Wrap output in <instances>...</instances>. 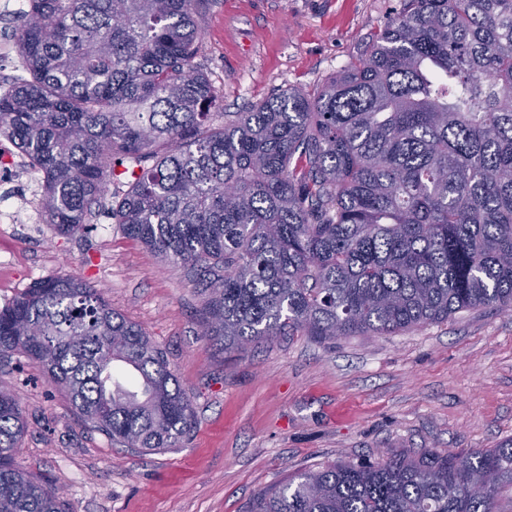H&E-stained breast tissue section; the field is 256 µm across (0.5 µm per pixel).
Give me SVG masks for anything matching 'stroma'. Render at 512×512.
Here are the masks:
<instances>
[{"instance_id":"obj_1","label":"stroma","mask_w":512,"mask_h":512,"mask_svg":"<svg viewBox=\"0 0 512 512\" xmlns=\"http://www.w3.org/2000/svg\"><path fill=\"white\" fill-rule=\"evenodd\" d=\"M399 0H212L197 65L225 111L289 88L315 92L364 55ZM239 19L238 52L224 28ZM103 201L85 230L46 223L0 234L12 262L0 307L35 282L71 275L100 288L142 326L189 396L195 424L180 447L153 455L113 444L24 354L0 361L26 419L17 462L59 490L66 512H247L289 474L391 450L457 453L512 438V311L475 308L385 336L318 343L280 336L228 357L199 333V287L128 239Z\"/></svg>"}]
</instances>
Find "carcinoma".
Masks as SVG:
<instances>
[{
	"instance_id": "cac0c4a2",
	"label": "carcinoma",
	"mask_w": 512,
	"mask_h": 512,
	"mask_svg": "<svg viewBox=\"0 0 512 512\" xmlns=\"http://www.w3.org/2000/svg\"><path fill=\"white\" fill-rule=\"evenodd\" d=\"M209 5L27 0L0 135L40 173L45 222L82 230L125 166L115 224L193 273L200 333L226 353L512 310V0H400L317 93L225 113L195 65ZM15 352L117 444L167 451L193 428L165 353L80 279L40 280L0 309V357ZM25 428L0 389V512H63L15 462ZM506 489L512 439L307 469L250 512H499Z\"/></svg>"
}]
</instances>
